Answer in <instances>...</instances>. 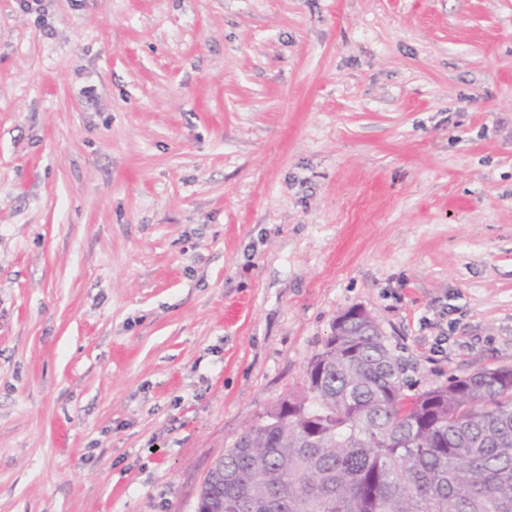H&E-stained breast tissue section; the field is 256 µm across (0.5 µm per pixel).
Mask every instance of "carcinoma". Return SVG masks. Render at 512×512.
<instances>
[{
    "label": "carcinoma",
    "mask_w": 512,
    "mask_h": 512,
    "mask_svg": "<svg viewBox=\"0 0 512 512\" xmlns=\"http://www.w3.org/2000/svg\"><path fill=\"white\" fill-rule=\"evenodd\" d=\"M386 336L348 322L201 490L224 512H512V367L408 394Z\"/></svg>",
    "instance_id": "1"
}]
</instances>
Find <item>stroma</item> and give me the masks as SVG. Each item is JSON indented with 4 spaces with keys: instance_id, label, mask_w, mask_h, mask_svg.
<instances>
[{
    "instance_id": "obj_1",
    "label": "stroma",
    "mask_w": 512,
    "mask_h": 512,
    "mask_svg": "<svg viewBox=\"0 0 512 512\" xmlns=\"http://www.w3.org/2000/svg\"><path fill=\"white\" fill-rule=\"evenodd\" d=\"M352 307L512 365V0H0V512H194Z\"/></svg>"
}]
</instances>
